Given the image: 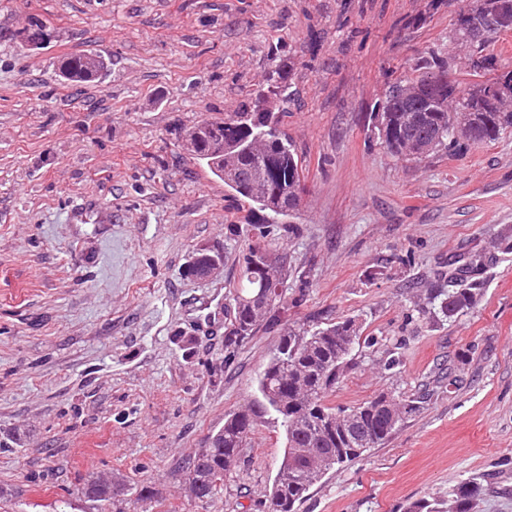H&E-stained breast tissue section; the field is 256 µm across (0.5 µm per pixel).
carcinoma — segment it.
Masks as SVG:
<instances>
[{
  "label": "carcinoma",
  "mask_w": 512,
  "mask_h": 512,
  "mask_svg": "<svg viewBox=\"0 0 512 512\" xmlns=\"http://www.w3.org/2000/svg\"><path fill=\"white\" fill-rule=\"evenodd\" d=\"M476 6L459 14L458 27L452 38L469 48V61L481 57L485 71L495 69V57L484 54L487 37L477 38V23L487 15L499 18L497 31L512 30V11L503 9L502 0H474ZM448 68V61L430 53L418 67L423 76H431ZM107 70L105 59L92 52L72 54L60 65L59 76L71 83H87ZM291 69L280 64L267 78L266 87L252 99L248 108L227 116L222 121L201 120L185 133V146L193 159L206 167L236 200L248 205L259 223L278 222L298 208L304 191L302 159L280 130L283 110L280 104L290 98L287 76ZM423 90L406 95L397 81L388 86L383 100L375 108L385 112L394 124V140L376 134L380 145L393 156H404L410 143L436 141L435 150L448 149L459 153L469 142L493 141L512 127V93L488 98L482 88L464 89L458 80L448 82L441 99L429 102ZM467 113V127L452 132L448 128L453 115ZM269 244L259 240L247 248L240 261L238 287L233 296V315L226 328L224 361L235 356V349L254 335L261 326L278 323L276 306L284 297L279 284L271 282L273 274L266 270L263 256L270 253ZM269 298V308L256 311L252 299ZM474 304L469 288H450L440 303L446 317L463 312ZM359 327L352 319L333 323L303 335L283 337L277 352L259 376L260 397L247 407L224 417V426L210 437L206 451L188 459L183 466L187 479L195 488V499L206 501L220 490L214 480L218 472L231 476L241 461L250 435L269 413L276 415L285 436L286 448H317L334 455L337 467L356 460L372 445L384 442L403 416L419 410L421 401L413 398L385 408L378 396L352 409L335 410L325 404V397L339 379L344 361L339 354H348ZM332 414L343 416L347 432L336 437L319 436L313 431L318 421ZM313 482L308 479L306 463L297 459L288 467L282 482L273 483L268 512H295ZM81 496L100 502L119 501L135 496L129 503L136 506L152 499L146 487L125 484L109 486L98 477L86 480ZM480 495L475 481L459 484L453 491L455 512H472Z\"/></svg>",
  "instance_id": "obj_1"
}]
</instances>
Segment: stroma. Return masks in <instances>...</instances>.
Here are the masks:
<instances>
[{
	"instance_id": "1",
	"label": "stroma",
	"mask_w": 512,
	"mask_h": 512,
	"mask_svg": "<svg viewBox=\"0 0 512 512\" xmlns=\"http://www.w3.org/2000/svg\"><path fill=\"white\" fill-rule=\"evenodd\" d=\"M472 0H0V512H114L89 476L147 486L145 512H264L284 453L258 426L221 493H183L182 466L288 331L354 319L325 399L425 396L384 443L331 471L297 512H404L476 480L474 512H512V128L467 153L402 161L365 115L429 51L465 79L450 36ZM45 48L21 49L32 19ZM110 61L64 84L61 57ZM294 63L284 129L305 165L298 211L257 223L183 149L185 129L238 111ZM283 260L285 303L224 360L239 256ZM218 278L184 270L196 248ZM475 308L444 317L448 265ZM398 365L385 369L389 357Z\"/></svg>"
}]
</instances>
